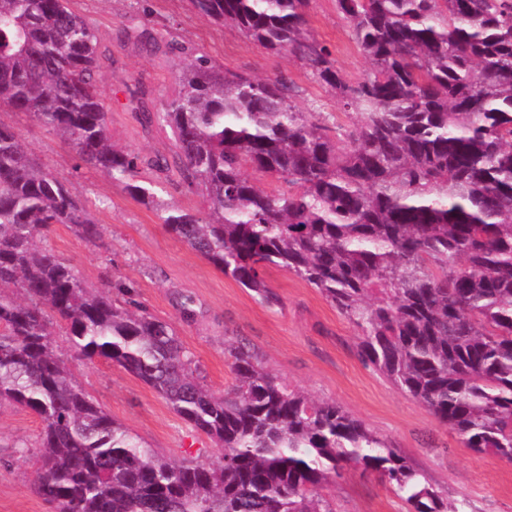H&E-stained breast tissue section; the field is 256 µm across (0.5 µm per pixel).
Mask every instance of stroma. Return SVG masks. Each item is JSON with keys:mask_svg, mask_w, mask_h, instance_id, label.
<instances>
[{"mask_svg": "<svg viewBox=\"0 0 512 512\" xmlns=\"http://www.w3.org/2000/svg\"><path fill=\"white\" fill-rule=\"evenodd\" d=\"M70 6L99 33L108 128L115 145L141 158V177H154L151 162L173 160L176 149L169 127L143 125L139 114L161 111L176 97L181 69L200 55L231 72L286 77L297 87L294 102L302 109L343 112L334 93L301 61L269 53L233 26L215 24L188 0H71ZM307 25L348 78L364 74L367 62L350 39L336 0H309ZM144 30L152 34L153 45L141 43ZM0 120L12 124L46 168L89 203L91 220L102 228L101 240L92 243L56 226L49 247L88 285L108 277L132 286L152 315L172 324L193 369L212 391L224 392L235 383L228 345H246L289 388L335 401L392 442L449 502L463 504L464 512H512V464L465 448L456 432L421 403L364 365L356 328L316 288L271 268L266 280L279 303H259L250 290L170 234L154 206L78 166L58 137L17 112H2ZM185 297L193 299L195 309L188 322L179 310ZM53 341L76 381L157 454L176 461H217L214 442L180 419L154 389L111 361L75 358L64 330H57ZM40 433L35 415L0 406V512H53L34 491ZM323 493L334 512H405L403 501L376 475L358 469L348 470Z\"/></svg>", "mask_w": 512, "mask_h": 512, "instance_id": "stroma-1", "label": "stroma"}]
</instances>
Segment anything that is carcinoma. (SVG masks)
<instances>
[{
    "mask_svg": "<svg viewBox=\"0 0 512 512\" xmlns=\"http://www.w3.org/2000/svg\"><path fill=\"white\" fill-rule=\"evenodd\" d=\"M70 0H0V106L57 135L79 165L159 208L165 228L267 306L275 267L358 330L360 360L478 454L512 463V0H336L369 63L346 78L307 30L308 0H190L272 54L304 63L349 124L292 101L283 77L196 57L163 111L200 215L161 204L139 156L112 144L99 35ZM279 183L258 186L246 169ZM101 238L87 205L0 121V403L42 424L36 493L55 512H333L320 489L375 473L409 512H461L390 441L333 401L279 382L229 346L213 392L173 326L112 281L87 287L45 244ZM104 358L214 439L213 465L168 460L115 421L56 353Z\"/></svg>",
    "mask_w": 512,
    "mask_h": 512,
    "instance_id": "obj_1",
    "label": "carcinoma"
}]
</instances>
